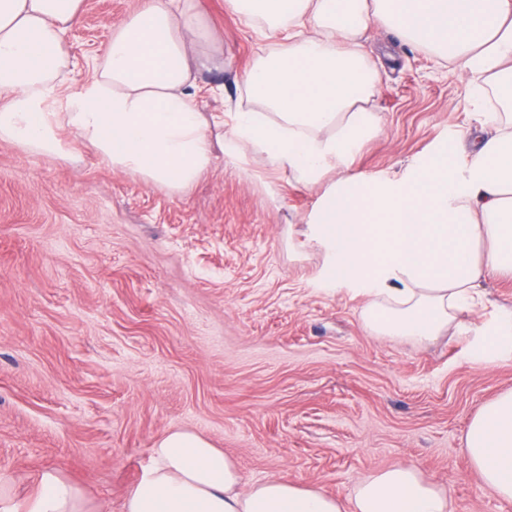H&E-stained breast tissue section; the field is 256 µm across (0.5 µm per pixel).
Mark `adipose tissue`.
<instances>
[{
    "label": "adipose tissue",
    "instance_id": "ef3b65f1",
    "mask_svg": "<svg viewBox=\"0 0 512 512\" xmlns=\"http://www.w3.org/2000/svg\"><path fill=\"white\" fill-rule=\"evenodd\" d=\"M82 0H0V139L55 159L84 149L113 169L174 192L223 156L252 153L304 184L338 180L319 198L305 245L321 279L366 297L379 336L429 340L471 305L483 279L512 278V0H224L285 50L244 75L254 107L199 106L193 74L224 63L223 35L196 0H142L116 26L92 75L69 82L65 40ZM402 35L465 77L481 108L422 164L384 179L350 173L378 130V70L360 49L370 23ZM75 128L78 144L64 141ZM512 355V310L475 343L480 365ZM484 484L512 500V390L484 405L466 434ZM0 466V512H97L83 490L42 471L27 496ZM449 490L399 465L366 477L344 501L284 479L245 484L236 462L202 435L168 431L126 496L125 512H451Z\"/></svg>",
    "mask_w": 512,
    "mask_h": 512
}]
</instances>
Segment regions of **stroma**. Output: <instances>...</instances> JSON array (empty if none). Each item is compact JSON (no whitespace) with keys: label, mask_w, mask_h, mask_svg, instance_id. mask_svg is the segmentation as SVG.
I'll use <instances>...</instances> for the list:
<instances>
[{"label":"stroma","mask_w":512,"mask_h":512,"mask_svg":"<svg viewBox=\"0 0 512 512\" xmlns=\"http://www.w3.org/2000/svg\"><path fill=\"white\" fill-rule=\"evenodd\" d=\"M224 36V65L197 73L203 111L247 105L244 72L279 50L224 0H196ZM141 0H83L71 79ZM378 133L351 165L403 172L461 127L466 82L374 23ZM320 188L261 157L216 159L174 193L91 152L49 159L0 140V465L33 488L58 471L100 512L126 495L166 432L223 449L246 483L284 478L346 500L397 465L446 487L453 512H512L469 466L478 410L512 390V358L473 366L481 329L512 308V280L428 343L369 332L364 296L322 287V255L300 248Z\"/></svg>","instance_id":"stroma-1"}]
</instances>
